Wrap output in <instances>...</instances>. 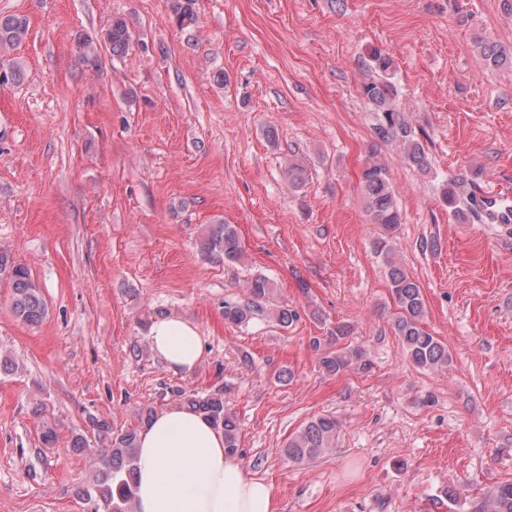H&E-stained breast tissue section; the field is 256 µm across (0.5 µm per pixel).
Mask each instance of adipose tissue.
<instances>
[{"instance_id":"obj_1","label":"adipose tissue","mask_w":512,"mask_h":512,"mask_svg":"<svg viewBox=\"0 0 512 512\" xmlns=\"http://www.w3.org/2000/svg\"><path fill=\"white\" fill-rule=\"evenodd\" d=\"M153 352L173 371H192L202 355L193 323L177 316L148 330ZM138 512H277L271 485L225 454L224 434L204 416L171 406L138 436Z\"/></svg>"}]
</instances>
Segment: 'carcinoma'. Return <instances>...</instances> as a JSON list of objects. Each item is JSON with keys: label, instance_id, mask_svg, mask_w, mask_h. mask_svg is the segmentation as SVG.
<instances>
[{"label": "carcinoma", "instance_id": "1", "mask_svg": "<svg viewBox=\"0 0 512 512\" xmlns=\"http://www.w3.org/2000/svg\"><path fill=\"white\" fill-rule=\"evenodd\" d=\"M172 19L180 28L195 22L194 0H172ZM29 22L21 15L0 16V66L5 82H19L24 77L23 64L11 57L12 51L26 38ZM106 44L112 53L120 55L130 46L132 35L124 18L115 16L105 32ZM480 52L487 65H512V51L496 43H480ZM376 74L361 87L362 94L374 106L377 123L374 125V145L362 162L359 185L373 223L379 224L390 235L401 224V212L396 200L387 166L376 155L377 145L394 144L403 158L423 173L430 171L431 162L426 146L415 136L409 121L396 106L397 88L393 82V61L378 49H372L364 60ZM474 172L470 178H460L442 189V200L451 214L470 218L474 214ZM203 251L226 263L240 260L242 250L236 228L231 224H214L202 244ZM376 253L383 257L387 267L388 286L396 306L391 322L405 358L417 369L433 371L447 367L451 362L448 347L434 336L425 323V302L422 288L396 262L393 245L384 237L375 242ZM7 274L11 283L10 307L14 316L28 325L40 323L46 315V305L39 285L24 267L13 262L9 252L0 249V275ZM250 301L244 305L224 302V320L241 324L250 319L253 309L273 292L272 282L257 274L248 282ZM364 352L346 346L322 354L319 363L329 374L345 373L363 363ZM170 393L181 398L184 406L206 415L224 430V448L230 454L239 450L240 422L237 415L224 407L223 392L217 390L206 396H187L180 389ZM102 443L100 448H89L82 436L73 440V447L92 455L94 466L89 480L78 487L77 497L89 505L88 512H135L137 437L135 429L113 431L105 421H94ZM340 427L334 416H319L309 420L297 433L288 438L284 452L288 460L304 463L331 447ZM481 512H512V481L498 484L486 497Z\"/></svg>", "mask_w": 512, "mask_h": 512}]
</instances>
